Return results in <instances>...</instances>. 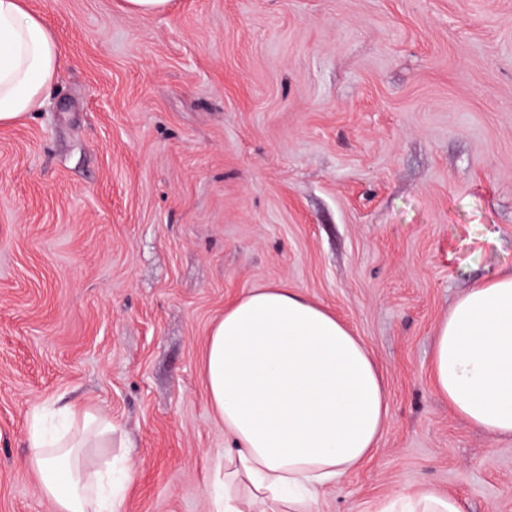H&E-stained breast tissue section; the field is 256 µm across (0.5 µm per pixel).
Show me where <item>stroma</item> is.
<instances>
[{
  "label": "stroma",
  "instance_id": "obj_1",
  "mask_svg": "<svg viewBox=\"0 0 512 512\" xmlns=\"http://www.w3.org/2000/svg\"><path fill=\"white\" fill-rule=\"evenodd\" d=\"M26 4L62 63L0 129V512H53L27 436L72 403L132 446L121 512H208V335L271 282L335 311L387 386L378 449L320 512L420 482L512 512V439L429 371L456 298L512 268V0ZM123 9L129 13L152 15L166 11L171 0H122Z\"/></svg>",
  "mask_w": 512,
  "mask_h": 512
}]
</instances>
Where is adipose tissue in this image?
<instances>
[{"mask_svg": "<svg viewBox=\"0 0 512 512\" xmlns=\"http://www.w3.org/2000/svg\"><path fill=\"white\" fill-rule=\"evenodd\" d=\"M60 47L24 0H0V125L45 103ZM434 387L454 415L512 438V270L469 288L435 329ZM210 408L226 448L212 461L209 512H315L320 493L361 467L388 418L383 372L359 336L329 308L281 283L225 308L204 356ZM65 429L28 435L25 465L54 512H120L134 463L115 449L110 416L89 408ZM374 512H464L428 483Z\"/></svg>", "mask_w": 512, "mask_h": 512, "instance_id": "ef3b65f1", "label": "adipose tissue"}]
</instances>
